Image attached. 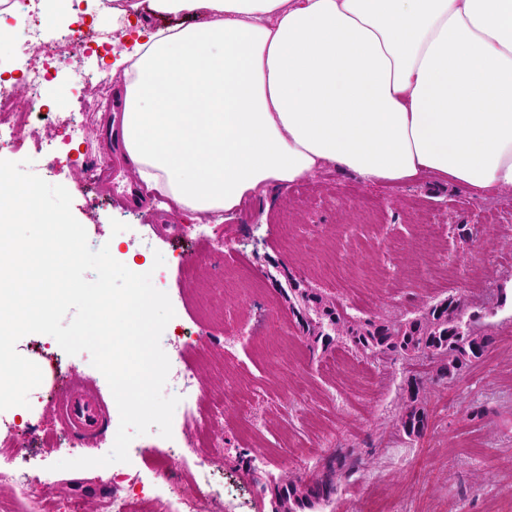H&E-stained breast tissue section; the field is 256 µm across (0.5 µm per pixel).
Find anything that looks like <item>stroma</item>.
<instances>
[{
	"instance_id": "35a3bbf8",
	"label": "stroma",
	"mask_w": 512,
	"mask_h": 512,
	"mask_svg": "<svg viewBox=\"0 0 512 512\" xmlns=\"http://www.w3.org/2000/svg\"><path fill=\"white\" fill-rule=\"evenodd\" d=\"M21 40L17 33L0 46V82L20 98H37L46 117L33 123L34 134L19 151L9 143L11 127L0 125V159L65 156L67 120L78 112L90 115L92 154L113 157L97 132L110 103L89 84L111 74L127 38L93 51L74 47L64 62L49 63L46 81L34 91L20 79ZM47 181L71 194L72 213L92 249L118 242L120 262L133 244L162 253L165 264L152 283L168 294L175 316L160 343L170 361L193 362L194 398L177 405L171 438L154 430L136 437L128 462L57 471L60 460L108 454L116 431L91 443L63 434L54 397L33 389L22 413L32 434L0 423V512H21L12 479L19 470L38 475L39 499L77 500L81 512H101L106 498L131 494L135 512H175L178 493L204 472L206 495L236 499L238 512H272L274 487L312 478L337 458L344 461L337 490L314 512L374 506L379 512H512V188L487 196L427 180L366 184L328 167L200 223L155 189L142 209L127 208L114 201L109 178L90 180L78 164L61 165ZM426 221L443 227L441 257L424 253L414 239L415 225ZM284 222L296 227L286 242L278 234ZM158 224L174 225L169 241L157 237ZM393 243L399 251H390ZM242 267L261 277L263 294L225 292V272ZM295 282L338 302L356 321L410 318L454 294L468 311L485 312L493 343L452 380L438 378L428 357L374 356L339 339L326 347L308 340L292 311L287 292ZM16 350L40 367L44 380L58 371L63 379L90 378L109 388L89 353L68 355L51 336L26 335ZM340 356L357 366V376L323 372ZM228 370L262 388V398L245 414L225 402L223 419L199 427L196 417L223 394ZM414 374L422 379L428 426L411 439L398 416ZM253 424L264 445L243 438ZM288 430L307 455L284 448L258 467ZM202 446L209 453L201 460L195 450ZM155 453L170 455V470L149 471L146 461Z\"/></svg>"
}]
</instances>
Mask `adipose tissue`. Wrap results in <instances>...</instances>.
<instances>
[{"label":"adipose tissue","mask_w":512,"mask_h":512,"mask_svg":"<svg viewBox=\"0 0 512 512\" xmlns=\"http://www.w3.org/2000/svg\"><path fill=\"white\" fill-rule=\"evenodd\" d=\"M112 27L127 157L196 219L324 166L512 188V0H112Z\"/></svg>","instance_id":"adipose-tissue-1"}]
</instances>
